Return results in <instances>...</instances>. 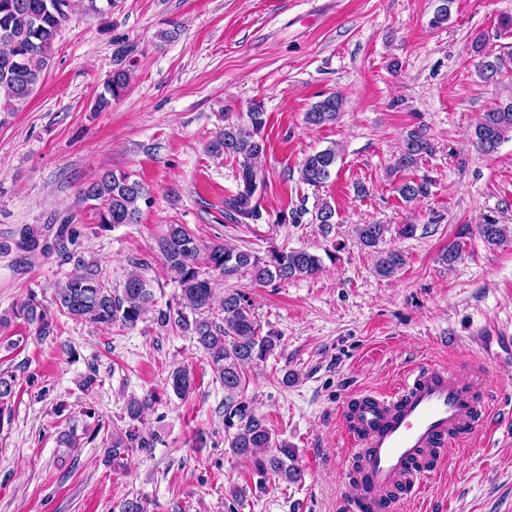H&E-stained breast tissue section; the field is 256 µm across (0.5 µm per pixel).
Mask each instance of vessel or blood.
<instances>
[{"label":"vessel or blood","mask_w":512,"mask_h":512,"mask_svg":"<svg viewBox=\"0 0 512 512\" xmlns=\"http://www.w3.org/2000/svg\"><path fill=\"white\" fill-rule=\"evenodd\" d=\"M348 423L354 512H400L424 488L449 449L481 415L474 389L432 367H419L389 393H366L340 408Z\"/></svg>","instance_id":"b4317fda"}]
</instances>
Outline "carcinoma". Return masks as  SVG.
I'll return each instance as SVG.
<instances>
[{
  "label": "carcinoma",
  "instance_id": "carcinoma-1",
  "mask_svg": "<svg viewBox=\"0 0 512 512\" xmlns=\"http://www.w3.org/2000/svg\"><path fill=\"white\" fill-rule=\"evenodd\" d=\"M72 0H0V101L3 111L13 112L27 102L33 94L50 60V51L59 29L70 19ZM478 56L475 64L478 76L494 80L502 75L506 59L486 51V36L480 35L473 43ZM130 73L112 70L106 83L107 95L99 98L96 110L103 111L111 100L123 95L129 87ZM341 95L331 93L315 102L305 114L312 126L336 122L344 112ZM249 124H228L223 136L212 144L215 152L235 157L239 164L238 191L225 201V210L236 223L246 224L261 219L256 200L259 185L265 176L258 160L267 151V142L261 136L266 121L264 112L255 107L248 112ZM512 137V99L503 100L483 113L471 132L473 146L484 154H492ZM431 138L423 129H412L403 138L395 159L393 171L414 168L426 156L434 153ZM339 157L333 146L309 154L302 164V179L311 186L325 183L331 176ZM431 181L426 178L401 181L396 191L402 200L412 202L430 194ZM85 202H94L98 211V224L107 230L119 224H136L140 218V201L144 188L126 174L112 171L100 173L81 191ZM316 220L321 231L327 233L336 223V210L325 203L318 208ZM389 231L386 224H359L357 235L362 245L376 247ZM490 246H497L506 237V227L488 220L471 229L463 225L459 241L442 253L443 262L453 266L462 258L461 240L472 232ZM77 237L72 221L48 224L39 229L29 224L18 230L15 247L29 253L56 254L61 261L71 258L69 244ZM160 249L174 282L180 288L175 305L157 306L151 281L141 272L147 266L137 262V270L128 274L121 293L108 288L98 267L80 264L67 279L55 288L54 302L59 312L74 320H85L96 325L119 324L134 329L151 318L156 326L176 330L193 340L209 357L215 377L224 386V433L230 451L252 463L255 474L267 480L276 476L285 481L301 479V471L291 464L294 452L288 443L277 442L266 423L255 413L251 402L243 399L246 386L244 366L262 362L277 346V337L261 335L246 296L231 290L224 295L220 308L214 307L213 279L202 276L201 265L209 272L226 280L248 272L254 281L268 283L274 280L309 277L322 268L321 258L305 249L272 250L262 257L250 250H241L222 243L205 245L181 224L168 226ZM405 263L397 250L380 254L375 272L391 278ZM12 316L22 318L35 326V335L47 339L55 335L56 323L50 313L31 294L12 310ZM10 316V317H12ZM10 317L0 316V326L7 325ZM173 391L183 396L193 388L194 379L186 367H177L169 374ZM156 397L131 398L126 404L128 417L143 422L145 410ZM156 436L138 427L112 436L105 453L116 460L137 448H152Z\"/></svg>",
  "mask_w": 512,
  "mask_h": 512
}]
</instances>
